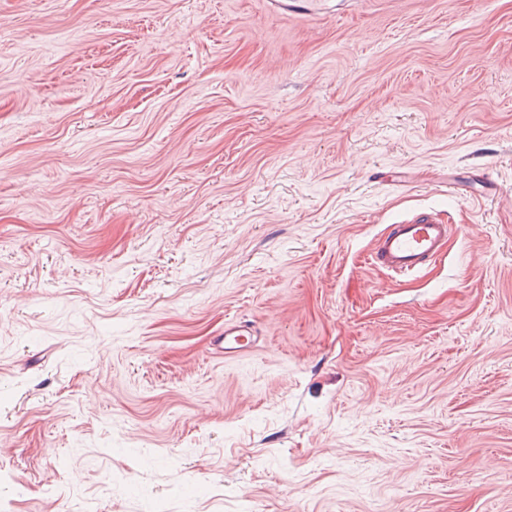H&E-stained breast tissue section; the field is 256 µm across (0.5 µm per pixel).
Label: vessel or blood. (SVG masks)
Returning a JSON list of instances; mask_svg holds the SVG:
<instances>
[{
  "label": "vessel or blood",
  "mask_w": 512,
  "mask_h": 512,
  "mask_svg": "<svg viewBox=\"0 0 512 512\" xmlns=\"http://www.w3.org/2000/svg\"><path fill=\"white\" fill-rule=\"evenodd\" d=\"M451 227L430 214L389 225L377 239L370 255L372 264L405 274L422 268L437 255L448 238ZM224 354L240 357L250 353L258 342L254 325L229 321L224 325Z\"/></svg>",
  "instance_id": "b4317fda"
}]
</instances>
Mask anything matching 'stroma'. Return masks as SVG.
Here are the masks:
<instances>
[{
  "instance_id": "obj_1",
  "label": "stroma",
  "mask_w": 512,
  "mask_h": 512,
  "mask_svg": "<svg viewBox=\"0 0 512 512\" xmlns=\"http://www.w3.org/2000/svg\"><path fill=\"white\" fill-rule=\"evenodd\" d=\"M0 512H512V0H0ZM450 230V224L424 213L390 224L376 241L371 263L395 274L414 272L440 252ZM254 325L243 321H227L224 324V356L240 357L250 353L258 342Z\"/></svg>"
}]
</instances>
